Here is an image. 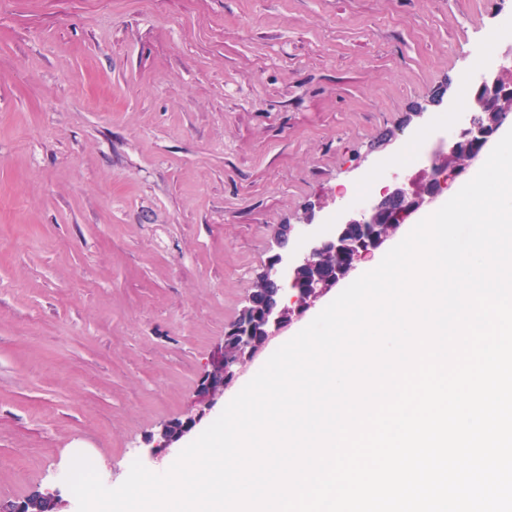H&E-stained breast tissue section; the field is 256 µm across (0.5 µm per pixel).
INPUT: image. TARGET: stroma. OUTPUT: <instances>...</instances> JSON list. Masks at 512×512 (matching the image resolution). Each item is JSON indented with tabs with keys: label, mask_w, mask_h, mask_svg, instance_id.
<instances>
[{
	"label": "stroma",
	"mask_w": 512,
	"mask_h": 512,
	"mask_svg": "<svg viewBox=\"0 0 512 512\" xmlns=\"http://www.w3.org/2000/svg\"><path fill=\"white\" fill-rule=\"evenodd\" d=\"M508 28L512 0H0V507L76 512L78 452L120 485L193 410L278 229L302 246L307 206L326 227L414 176ZM44 499L46 503L44 502ZM44 499L42 493L39 491L33 492L26 500L22 502L24 512H57L59 499L58 494L54 490H46L44 492Z\"/></svg>",
	"instance_id": "1"
}]
</instances>
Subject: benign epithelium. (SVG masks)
I'll return each mask as SVG.
<instances>
[{
	"label": "benign epithelium",
	"mask_w": 512,
	"mask_h": 512,
	"mask_svg": "<svg viewBox=\"0 0 512 512\" xmlns=\"http://www.w3.org/2000/svg\"><path fill=\"white\" fill-rule=\"evenodd\" d=\"M464 114L456 133L425 161L418 178L409 183L395 178L364 208L341 209L332 229L312 237L305 250L288 247L293 225L281 230L275 237L278 252L261 275L280 285L288 305L262 306V341H255L250 332L239 328L233 337L235 356L228 357L222 350L213 354L210 369L204 372L198 385L195 412L184 421L164 425L159 440L143 450L148 459H160L168 448L190 434L215 410L224 390L246 363L346 280L357 264L382 247L401 225L411 223L425 206L450 188L484 154L498 131L512 123V50L502 56L497 66L478 70ZM337 253L347 254L346 262L330 272L319 273L323 258Z\"/></svg>",
	"instance_id": "1"
}]
</instances>
